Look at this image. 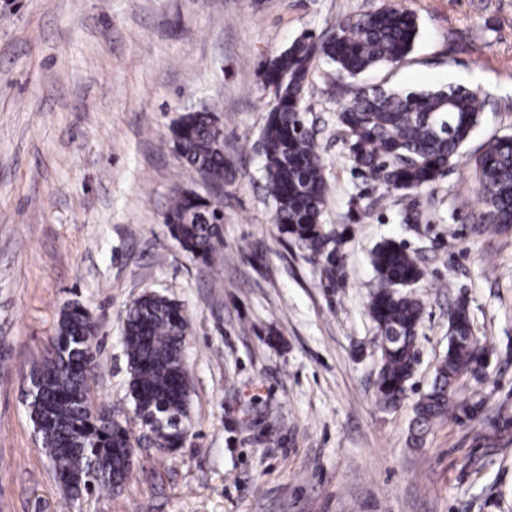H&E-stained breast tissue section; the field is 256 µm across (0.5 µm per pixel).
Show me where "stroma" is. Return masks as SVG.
Masks as SVG:
<instances>
[{
  "instance_id": "35a3bbf8",
  "label": "stroma",
  "mask_w": 512,
  "mask_h": 512,
  "mask_svg": "<svg viewBox=\"0 0 512 512\" xmlns=\"http://www.w3.org/2000/svg\"><path fill=\"white\" fill-rule=\"evenodd\" d=\"M383 0H0V512H512V228L470 220L474 158L512 135V0H408L419 36L395 67L361 77L404 91L461 82L484 112L447 176L414 198L364 180L337 122L349 95L316 60L307 117L343 239L344 280L273 222L260 129L273 99L261 66L302 35ZM216 113L229 168L223 248L183 252L165 215L208 196L172 148L184 113ZM420 214L403 223L405 211ZM394 239L424 270L406 397L376 402L372 252ZM155 292L182 303L192 428L161 457L141 447L115 493L69 498L29 417L21 368L69 304L99 323L89 397L129 411L122 320ZM468 305L491 356L461 377V412L413 442L414 407Z\"/></svg>"
}]
</instances>
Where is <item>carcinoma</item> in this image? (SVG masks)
<instances>
[{"label":"carcinoma","mask_w":512,"mask_h":512,"mask_svg":"<svg viewBox=\"0 0 512 512\" xmlns=\"http://www.w3.org/2000/svg\"><path fill=\"white\" fill-rule=\"evenodd\" d=\"M419 33L417 16L405 0H386L367 12L342 18L314 41L295 40L271 59L262 79L273 104L260 131L264 180L274 205V223L324 266L331 282L343 270L342 241L323 222L326 200L323 158L315 131L306 119L304 100L311 65L323 57L336 76L353 82V93L338 113L347 132L354 169L386 190L418 193L441 179L476 126L486 104L479 91L464 85L421 91L366 87L356 80L366 71L405 60ZM208 111L183 114L170 130L174 151L192 172L212 184H224V132ZM485 209L475 224L512 225V136L486 144L474 159ZM222 217L210 202L180 194L166 214L171 237L194 259L206 261L220 244ZM377 288L368 315L377 329L397 334L385 348L377 344L381 367L376 398L394 407L406 395L416 365V331L423 306L411 291L424 275L414 254L386 239L372 253ZM448 339L430 389L415 406L419 441L435 421L458 408L456 383L478 373L485 347L475 339L465 304ZM188 320L183 306L148 292L127 309L123 343L128 367L132 415L96 407L88 397V379L98 348V327L79 305L60 313L52 356L31 369L40 396L29 401L41 449L58 485L72 499L95 490L114 491L130 477L128 453L134 448L129 421L149 432L147 440L180 448L190 425V380L183 347Z\"/></svg>","instance_id":"carcinoma-1"}]
</instances>
